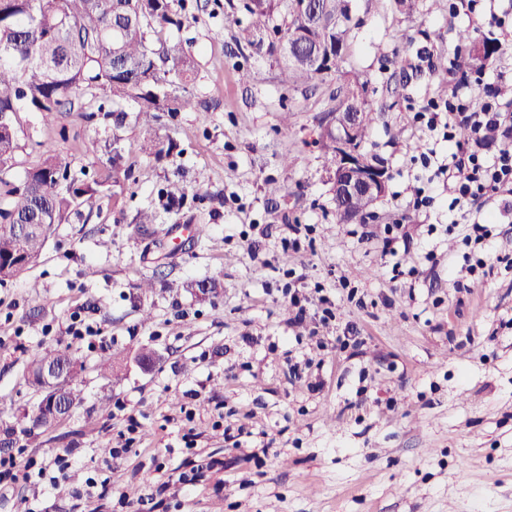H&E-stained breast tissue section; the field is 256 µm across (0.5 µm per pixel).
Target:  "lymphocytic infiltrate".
<instances>
[{
	"instance_id": "1",
	"label": "lymphocytic infiltrate",
	"mask_w": 512,
	"mask_h": 512,
	"mask_svg": "<svg viewBox=\"0 0 512 512\" xmlns=\"http://www.w3.org/2000/svg\"><path fill=\"white\" fill-rule=\"evenodd\" d=\"M450 15L482 18L484 28L496 46L493 65L512 55V5L498 0H449ZM448 93L428 97L414 110L413 121L425 131L441 133L454 147L445 158L427 148L415 156L422 169L453 184L456 195L451 205L465 208L479 200H496L512 209V103L502 102L486 82L485 69L472 68L455 51L448 54ZM466 129V141H456L457 129ZM490 233L488 220L469 222L461 239L468 273H490L501 256L485 247Z\"/></svg>"
}]
</instances>
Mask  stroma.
Wrapping results in <instances>:
<instances>
[{"instance_id":"obj_1","label":"stroma","mask_w":512,"mask_h":512,"mask_svg":"<svg viewBox=\"0 0 512 512\" xmlns=\"http://www.w3.org/2000/svg\"><path fill=\"white\" fill-rule=\"evenodd\" d=\"M413 3L402 11L394 0H347L352 30L339 71L293 88L281 84L274 57L236 44L225 18L249 24L241 0H187V23L167 35L195 55L193 91L209 106L207 121L161 113L158 156L126 122L132 174L119 199L71 213L33 268L0 283V425L40 400L27 383L36 352L65 348L84 366L82 405L40 444L18 443L46 467L72 452V475L0 484V512H120L91 478L132 499L155 488L144 512H512V270L462 275L448 184L434 182L433 208H405L416 151L443 158L452 148L412 121L411 107L442 79L421 56L455 46L462 29L482 43L483 22L449 17L448 0ZM404 54L417 61L405 76L392 65ZM354 79L377 111L360 150L390 173L359 226L337 222L316 143L333 92ZM18 137L14 179L49 144L84 180L106 162L112 122L79 110L22 112ZM270 179L284 187L274 201L264 192ZM171 181L185 186L184 200L167 199ZM144 209L156 214V234L137 229ZM284 224L311 227L300 250H282ZM389 224L409 238L396 281L383 255ZM290 268L305 289L329 287L342 323L360 333L358 350L337 349L336 326L310 316L294 324L282 295ZM219 269L220 288L201 291ZM343 278L366 307L347 300ZM458 278L466 290H456ZM75 313L92 335H71ZM110 348L125 356L111 368ZM132 416L138 442L108 460L104 449L122 446Z\"/></svg>"}]
</instances>
